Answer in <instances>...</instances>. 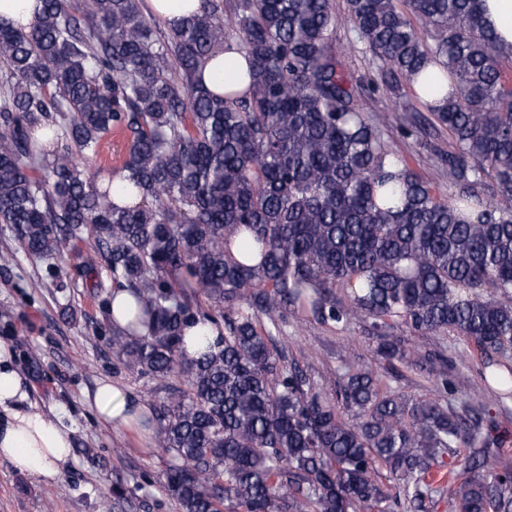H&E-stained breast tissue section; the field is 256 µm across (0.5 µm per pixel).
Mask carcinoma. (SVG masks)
I'll list each match as a JSON object with an SVG mask.
<instances>
[{"mask_svg": "<svg viewBox=\"0 0 512 512\" xmlns=\"http://www.w3.org/2000/svg\"><path fill=\"white\" fill-rule=\"evenodd\" d=\"M480 2L345 0L340 16L334 0H202L164 32L143 0H43L29 30L0 24V225L43 260L88 240L77 276L101 291L103 269L131 293L112 349L166 382L153 419L180 512H424L445 489L455 512H512V459L495 426L480 430L489 404L465 418L369 368L332 391L276 339L298 308L372 320L389 362L407 354L384 329L449 330L512 397V74ZM228 16L252 76L239 97L201 77L230 44ZM342 20L389 87L432 61L453 78L452 98L424 105L448 131L453 198L365 115L331 50ZM114 126L131 132L116 189L84 166ZM198 323L222 336L189 357ZM428 363L452 388L448 365Z\"/></svg>", "mask_w": 512, "mask_h": 512, "instance_id": "obj_1", "label": "carcinoma"}]
</instances>
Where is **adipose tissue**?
Returning a JSON list of instances; mask_svg holds the SVG:
<instances>
[{"label": "adipose tissue", "mask_w": 512, "mask_h": 512, "mask_svg": "<svg viewBox=\"0 0 512 512\" xmlns=\"http://www.w3.org/2000/svg\"><path fill=\"white\" fill-rule=\"evenodd\" d=\"M203 81L217 93L241 94L249 84L248 63L238 48L218 51L203 66ZM29 385L18 370L17 353L0 342V460L18 473L45 484L55 482L72 459V439L60 419L37 411ZM100 420L137 429L148 411L140 397L102 380L86 396Z\"/></svg>", "instance_id": "adipose-tissue-1"}]
</instances>
